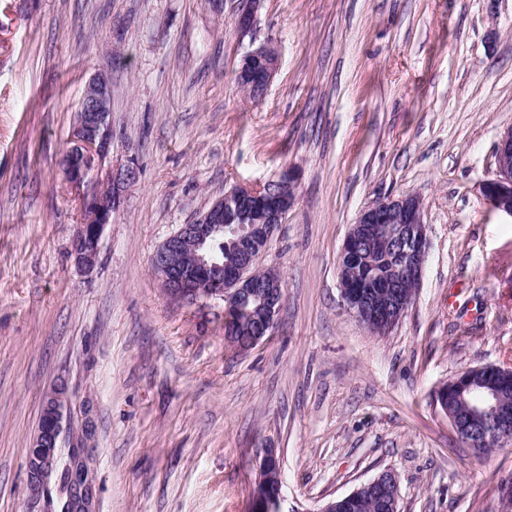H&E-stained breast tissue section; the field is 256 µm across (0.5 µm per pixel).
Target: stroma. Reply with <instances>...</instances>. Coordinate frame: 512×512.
I'll use <instances>...</instances> for the list:
<instances>
[{
    "label": "stroma",
    "mask_w": 512,
    "mask_h": 512,
    "mask_svg": "<svg viewBox=\"0 0 512 512\" xmlns=\"http://www.w3.org/2000/svg\"><path fill=\"white\" fill-rule=\"evenodd\" d=\"M8 0L0 10V512H41L26 472L43 400L91 422L97 512H247L265 449L285 512L384 470L400 512H500L512 441L476 455L436 400L462 369L512 366V218L479 186L512 126V0ZM278 74L235 81L250 43ZM112 85L111 164L138 179L99 261L71 256L81 198L60 167L88 79ZM298 183L260 256L285 297L238 351L222 304L171 299L151 256L236 184ZM421 198L428 249L399 324L342 301L339 256L377 198ZM254 42L242 54L237 74L249 75L253 71H258L259 80L256 85L259 89L260 98H262L271 86L279 68V54L271 41H265L253 47ZM259 98V99H260Z\"/></svg>",
    "instance_id": "obj_1"
}]
</instances>
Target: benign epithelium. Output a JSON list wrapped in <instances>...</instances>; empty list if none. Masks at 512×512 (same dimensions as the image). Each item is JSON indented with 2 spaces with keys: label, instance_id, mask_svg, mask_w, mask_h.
Returning a JSON list of instances; mask_svg holds the SVG:
<instances>
[{
  "label": "benign epithelium",
  "instance_id": "benign-epithelium-1",
  "mask_svg": "<svg viewBox=\"0 0 512 512\" xmlns=\"http://www.w3.org/2000/svg\"><path fill=\"white\" fill-rule=\"evenodd\" d=\"M261 0H242L237 28L252 32ZM279 68V54L270 41L248 47L242 54L238 75L258 72L256 86L265 95ZM112 154V87L101 74L86 83L80 100L71 145L61 165L69 183L87 202L90 213L79 225L71 243L75 265L83 272L98 263L105 227L121 205L124 190L137 179V168L129 159L108 173L104 182L90 175L99 171ZM495 175L482 182L483 197L493 209L512 217V127L504 130L495 145ZM295 178L285 171L280 181L267 186L236 184L212 201L193 222L182 224L154 251L151 266L169 297L185 304L216 301L224 306V338L245 351L264 341L272 332L284 297L283 281L273 271H260L257 260L293 205ZM387 232L403 239L398 265L386 275L377 271L378 262L360 249V244ZM229 240L234 263L226 266L224 253L213 248L218 237ZM427 226L423 206L413 194L378 198L366 206L351 225L340 254L343 275L341 296L346 308L371 330L382 333L395 327L408 309L403 295L405 282L400 271L411 272L419 282L426 256ZM512 383V367L481 366L458 373L442 388L437 400L448 413L453 429L458 420L453 400L468 395L480 426L470 432L468 446L477 447L498 435L512 433V421L501 409L499 391ZM71 428V411L61 390L44 399L37 430L27 452V475L35 497L48 492L54 481L65 485L58 503L46 499V512H96L92 498V472L82 436L72 437L70 448H59L62 436ZM281 457L267 448L259 463V481L264 493H252L248 512H272L282 506ZM371 488L390 512H397L400 498L397 475L384 470L362 484Z\"/></svg>",
  "mask_w": 512,
  "mask_h": 512
}]
</instances>
